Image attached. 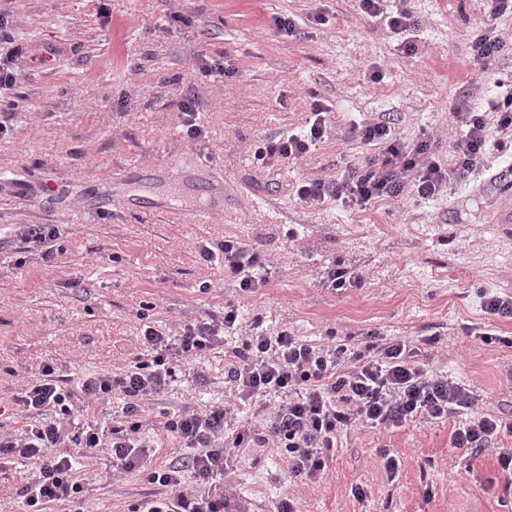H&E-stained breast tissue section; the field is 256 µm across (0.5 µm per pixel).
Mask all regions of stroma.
<instances>
[{
	"label": "stroma",
	"instance_id": "35a3bbf8",
	"mask_svg": "<svg viewBox=\"0 0 512 512\" xmlns=\"http://www.w3.org/2000/svg\"><path fill=\"white\" fill-rule=\"evenodd\" d=\"M0 0L16 42L15 109H0V434H19L18 400L51 366L72 402L101 420L84 379L122 373L140 351L141 303L177 332L185 320L222 319L236 303L314 343L433 340L429 366L470 390L479 411L512 421V319L487 315L481 291L512 296V225L494 216L512 191V150L489 147L488 174L433 200L401 197L353 208L306 205L298 179L331 178L369 157L354 121L389 120L407 143L430 140L452 155L449 111L461 86L492 85L469 63L485 0H390L414 25L390 32L358 0ZM324 23H316V14ZM290 17L293 34L277 31ZM415 51H408V44ZM225 62L224 81L196 80L202 60ZM381 79H374V70ZM193 96L208 134L189 140L178 110ZM331 111L325 140L300 160L263 162L267 138L299 132L313 101ZM53 224L62 254L43 258L18 231ZM298 228L296 239L284 235ZM239 237L264 243L275 274L240 293L202 245ZM358 269L363 286L320 288L326 266ZM210 282L208 293L198 285ZM226 346L182 361L164 393L146 401L142 438L156 461L179 442L161 410L223 406ZM451 422L417 419L393 430L342 437L329 475L308 484L280 449L244 448L227 484L252 512L291 497L296 512H512L499 448L474 461L451 448ZM399 468L389 477L384 455ZM102 442L76 478L93 489L87 512H129L152 493L139 476L113 472ZM34 461L0 460V512H22L18 489ZM363 489L366 500L353 497Z\"/></svg>",
	"mask_w": 512,
	"mask_h": 512
}]
</instances>
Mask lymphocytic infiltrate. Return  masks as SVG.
Listing matches in <instances>:
<instances>
[{"label":"lymphocytic infiltrate","mask_w":512,"mask_h":512,"mask_svg":"<svg viewBox=\"0 0 512 512\" xmlns=\"http://www.w3.org/2000/svg\"><path fill=\"white\" fill-rule=\"evenodd\" d=\"M511 49L487 29L473 37L469 62L479 73L493 76L495 91L480 106L469 88L458 92L450 112L456 128L453 163H441L429 141L410 145L388 122H365L352 126L351 133L374 148V155L340 177L302 180L296 187L298 200L308 205L334 200L352 207L404 195L430 200L478 174L491 133L512 143V75H493L494 63ZM492 114L497 117L493 125L488 122ZM330 124L329 108L314 101L302 132L266 143L259 157L300 159L322 142ZM199 254L206 262L221 257L225 273L242 292L255 293L270 281L272 271L257 244L228 238L218 248L201 247ZM239 326L238 308L231 303L224 306L222 322L200 317L174 337L145 326L142 352L124 373H101L83 382L85 396L123 402L111 428L113 470L144 476L156 488L132 512H249L246 505H231L224 492L223 479L233 470L240 449H281L296 478L314 480L327 473L340 433L356 425L393 429L418 417L431 422L448 419L454 423L452 447L473 457L502 435H512L511 422L475 410L463 385L420 365V350L409 339L385 341L370 335L363 345L352 348L333 342L316 345L285 328L269 334L257 315L225 366L234 400L203 413L160 412V426L187 455L175 462H154L140 438L143 403L166 390L177 363L213 350L223 338L237 334ZM20 402L39 420L28 425L22 438H0V457L38 463L37 473L18 491L26 512H42L43 504L53 501L84 512L92 489L75 480L73 470L77 459L97 448V427L75 426L71 394L49 366ZM242 403L253 404L263 415L261 428L237 426ZM68 439L77 445L76 454L61 453Z\"/></svg>","instance_id":"lymphocytic-infiltrate-1"}]
</instances>
